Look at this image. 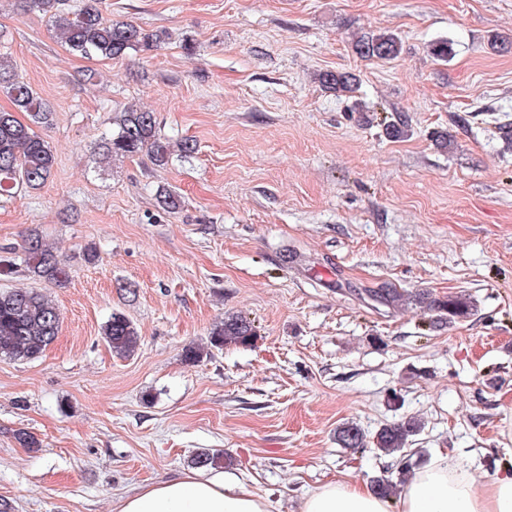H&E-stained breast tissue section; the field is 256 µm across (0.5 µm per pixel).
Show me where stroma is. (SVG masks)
<instances>
[{"label":"stroma","mask_w":512,"mask_h":512,"mask_svg":"<svg viewBox=\"0 0 512 512\" xmlns=\"http://www.w3.org/2000/svg\"><path fill=\"white\" fill-rule=\"evenodd\" d=\"M100 9L160 33L157 49L87 59L25 0H0V55L48 103L38 133L56 158L40 190L0 197V248L35 228L69 271L62 287L0 276V290L39 287L60 312L40 357L0 358V498L14 512H114L120 496L221 449L226 475L272 512H298L318 485L395 470L339 447L338 428L412 416L426 423L408 447L416 465L474 451L494 469L512 448V148L500 131L512 51L491 40L512 41V0ZM370 31L395 33L400 55L359 57L352 38ZM439 39L448 61L427 51ZM324 70L356 74L359 90L325 91ZM130 104L197 153L94 168L109 117ZM387 120L408 136L388 138ZM439 131L453 149L437 146ZM162 187L180 196L176 212L158 207ZM379 288L404 299L379 306ZM454 296L472 301L469 315L428 307ZM115 310L139 331L134 356L102 338ZM232 314L251 320L254 345L185 361ZM22 431L39 447H23Z\"/></svg>","instance_id":"35a3bbf8"}]
</instances>
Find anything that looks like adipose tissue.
Listing matches in <instances>:
<instances>
[{
  "instance_id": "obj_1",
  "label": "adipose tissue",
  "mask_w": 512,
  "mask_h": 512,
  "mask_svg": "<svg viewBox=\"0 0 512 512\" xmlns=\"http://www.w3.org/2000/svg\"><path fill=\"white\" fill-rule=\"evenodd\" d=\"M399 501L400 512H512V448L491 472L440 452L414 472ZM117 512H271V504L223 474L186 471L122 496ZM298 512H390V501L359 481L336 480L306 493Z\"/></svg>"
}]
</instances>
